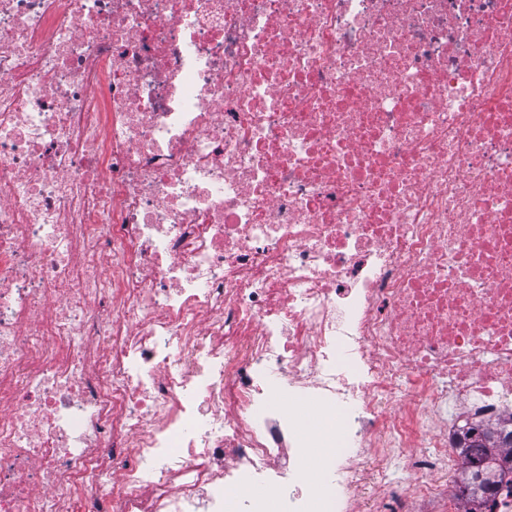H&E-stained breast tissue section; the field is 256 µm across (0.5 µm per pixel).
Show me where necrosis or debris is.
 Here are the masks:
<instances>
[{"label":"necrosis or debris","instance_id":"1","mask_svg":"<svg viewBox=\"0 0 512 512\" xmlns=\"http://www.w3.org/2000/svg\"><path fill=\"white\" fill-rule=\"evenodd\" d=\"M462 425L512 430V0H0V512H469Z\"/></svg>","mask_w":512,"mask_h":512}]
</instances>
